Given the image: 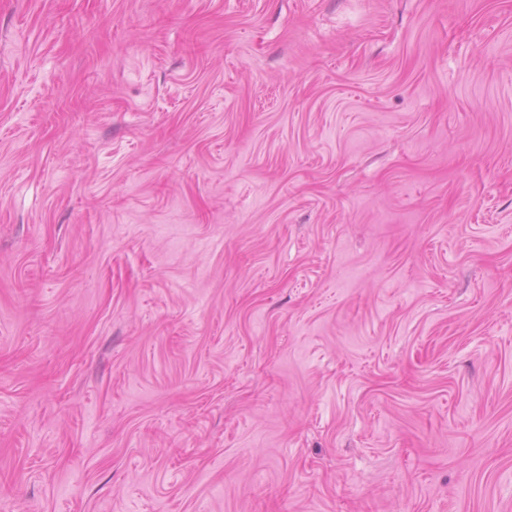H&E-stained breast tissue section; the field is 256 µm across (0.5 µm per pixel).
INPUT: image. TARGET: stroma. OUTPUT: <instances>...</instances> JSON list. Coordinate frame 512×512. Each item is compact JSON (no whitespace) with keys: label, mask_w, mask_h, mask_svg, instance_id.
<instances>
[{"label":"stroma","mask_w":512,"mask_h":512,"mask_svg":"<svg viewBox=\"0 0 512 512\" xmlns=\"http://www.w3.org/2000/svg\"><path fill=\"white\" fill-rule=\"evenodd\" d=\"M0 512H512V0H0Z\"/></svg>","instance_id":"obj_1"}]
</instances>
